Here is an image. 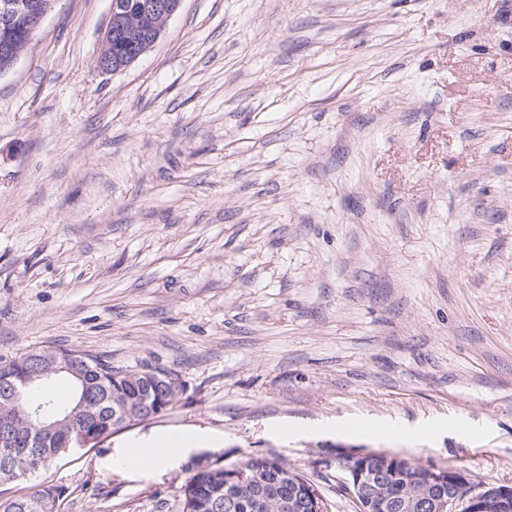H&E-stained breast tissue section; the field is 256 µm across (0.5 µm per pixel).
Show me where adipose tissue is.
Listing matches in <instances>:
<instances>
[{
    "label": "adipose tissue",
    "instance_id": "obj_1",
    "mask_svg": "<svg viewBox=\"0 0 512 512\" xmlns=\"http://www.w3.org/2000/svg\"><path fill=\"white\" fill-rule=\"evenodd\" d=\"M206 437L201 429L160 432L131 440L114 448L106 466L115 472H154L173 467L198 450Z\"/></svg>",
    "mask_w": 512,
    "mask_h": 512
}]
</instances>
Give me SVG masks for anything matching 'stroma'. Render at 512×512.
I'll use <instances>...</instances> for the list:
<instances>
[{"mask_svg":"<svg viewBox=\"0 0 512 512\" xmlns=\"http://www.w3.org/2000/svg\"><path fill=\"white\" fill-rule=\"evenodd\" d=\"M110 9L56 0L0 73V359L187 390L0 502L179 512L199 466L267 457L356 512L336 458L378 450L512 484V0H182L114 74ZM187 427L164 473L100 466Z\"/></svg>","mask_w":512,"mask_h":512,"instance_id":"obj_1","label":"stroma"}]
</instances>
